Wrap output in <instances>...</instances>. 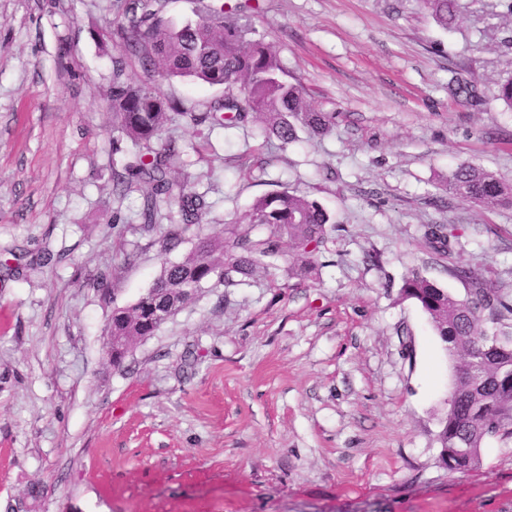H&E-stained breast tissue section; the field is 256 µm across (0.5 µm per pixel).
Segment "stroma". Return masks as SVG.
Segmentation results:
<instances>
[{"label":"stroma","mask_w":512,"mask_h":512,"mask_svg":"<svg viewBox=\"0 0 512 512\" xmlns=\"http://www.w3.org/2000/svg\"><path fill=\"white\" fill-rule=\"evenodd\" d=\"M122 0H0V512H512V441L449 473L437 434L452 369L421 310L417 272L457 297L479 269L512 297V207L439 182L466 162L512 184L507 0H457L445 30L417 0H215L274 43L332 133L284 145L247 119L180 120V180L207 194L205 231L262 241L253 202L288 190L336 226L307 276L205 286L122 365L113 306L183 260L140 230L143 190L117 194L108 33ZM475 78L479 106L454 98ZM185 106L223 98L160 81ZM443 225L452 246L424 233ZM106 275L108 296L93 286ZM38 497H31V488Z\"/></svg>","instance_id":"35a3bbf8"}]
</instances>
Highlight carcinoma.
I'll use <instances>...</instances> for the list:
<instances>
[{
    "mask_svg": "<svg viewBox=\"0 0 512 512\" xmlns=\"http://www.w3.org/2000/svg\"><path fill=\"white\" fill-rule=\"evenodd\" d=\"M419 3L445 30L458 19L456 0ZM165 6L166 0H124V21L112 31L121 47L112 56V149L119 150L124 141L134 149V161L114 172L113 182L121 193L135 185L146 186L139 213L140 228L146 233L157 226L160 203L177 206L169 215L164 250L188 234L195 239V247L179 262H164L160 275L133 305L112 307L105 348L115 366L122 364L135 344L155 335L190 304L204 284L213 279L221 285L231 283L237 276L268 269V259L280 255L285 240L296 271L306 273L333 223L317 201L276 191L256 199L248 215L249 223L271 228L268 239L255 242L246 233H236L230 253L224 234L203 231L207 193L196 192L173 176L181 153L164 132L175 118L214 129L234 127L251 115L263 123L267 138L286 145L297 139L300 128L318 135L332 132L336 113L315 110L304 88L288 81L276 47L247 38L249 27L238 17L224 14V8L199 0L195 18L176 25L162 17ZM133 60L144 77L132 75ZM171 77L222 87L224 98L210 102L203 112H194L158 91L156 81ZM454 95L474 106L481 102L471 79L457 80ZM444 190L477 205H512V187L472 164L458 165ZM464 276L471 290L463 299L417 272L408 275L400 289L402 298L420 306L454 361L452 387L437 435L440 462L450 473L474 469L480 462V448L490 441L512 439V301L483 274L468 270ZM189 288L194 292H187ZM476 365L481 372L478 377L472 374Z\"/></svg>",
    "mask_w": 512,
    "mask_h": 512,
    "instance_id": "obj_1",
    "label": "carcinoma"
}]
</instances>
